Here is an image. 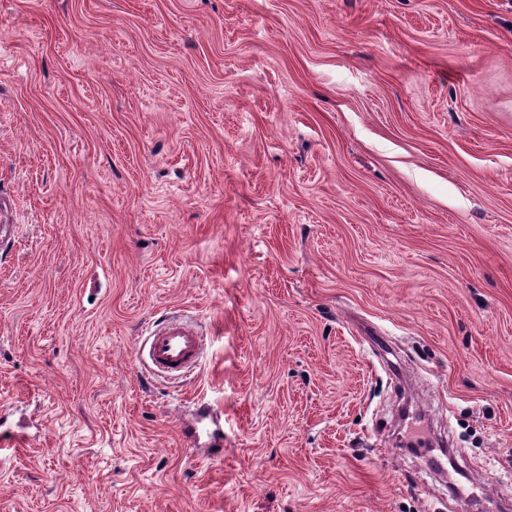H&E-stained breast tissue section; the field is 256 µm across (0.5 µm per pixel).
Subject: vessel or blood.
I'll list each match as a JSON object with an SVG mask.
<instances>
[{
    "mask_svg": "<svg viewBox=\"0 0 512 512\" xmlns=\"http://www.w3.org/2000/svg\"><path fill=\"white\" fill-rule=\"evenodd\" d=\"M200 350V338L193 328L170 324L151 336L146 357L158 371L181 373L196 365Z\"/></svg>",
    "mask_w": 512,
    "mask_h": 512,
    "instance_id": "b4317fda",
    "label": "vessel or blood"
}]
</instances>
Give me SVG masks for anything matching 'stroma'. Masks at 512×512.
Masks as SVG:
<instances>
[{"mask_svg": "<svg viewBox=\"0 0 512 512\" xmlns=\"http://www.w3.org/2000/svg\"><path fill=\"white\" fill-rule=\"evenodd\" d=\"M0 419V512H493L512 0H0ZM200 350V337L193 328L170 324L150 337L146 357L158 371L181 373L196 365Z\"/></svg>", "mask_w": 512, "mask_h": 512, "instance_id": "stroma-1", "label": "stroma"}]
</instances>
